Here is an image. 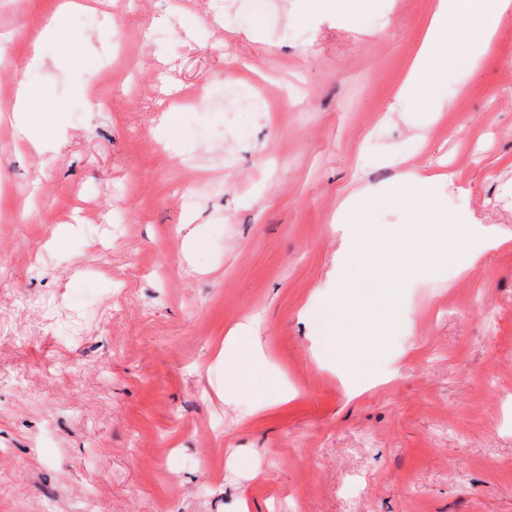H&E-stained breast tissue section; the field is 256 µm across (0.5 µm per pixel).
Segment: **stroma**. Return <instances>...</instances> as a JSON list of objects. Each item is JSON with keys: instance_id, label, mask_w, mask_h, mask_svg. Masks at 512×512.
I'll return each mask as SVG.
<instances>
[{"instance_id": "obj_1", "label": "stroma", "mask_w": 512, "mask_h": 512, "mask_svg": "<svg viewBox=\"0 0 512 512\" xmlns=\"http://www.w3.org/2000/svg\"><path fill=\"white\" fill-rule=\"evenodd\" d=\"M55 2L0 0V111L21 82L67 101L53 153L0 120V512H512V15L434 114L394 99L432 0H100L71 18L94 63L28 67ZM412 166L453 171L440 206L499 245L401 291L353 397L304 312L336 290L341 202ZM253 318L296 393L256 416L216 362Z\"/></svg>"}]
</instances>
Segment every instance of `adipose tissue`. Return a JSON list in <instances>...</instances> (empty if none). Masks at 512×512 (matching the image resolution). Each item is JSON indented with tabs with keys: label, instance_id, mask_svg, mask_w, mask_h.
<instances>
[{
	"label": "adipose tissue",
	"instance_id": "adipose-tissue-1",
	"mask_svg": "<svg viewBox=\"0 0 512 512\" xmlns=\"http://www.w3.org/2000/svg\"><path fill=\"white\" fill-rule=\"evenodd\" d=\"M512 14V0H434L431 15L421 34L418 48L395 97L428 112H445L454 98L444 90L449 71L473 73L491 52L501 19ZM53 44L58 57L90 58L91 49L74 34L67 7H60L48 19L38 39L28 41L26 53L31 65L43 63V42ZM41 95L39 88L20 84L13 121L16 136L35 150H56L66 137L60 122L44 120L31 104ZM216 360L224 367L222 395L234 399L256 396L254 412L288 402L290 394L262 370V350L257 324H238L224 340Z\"/></svg>",
	"mask_w": 512,
	"mask_h": 512
}]
</instances>
